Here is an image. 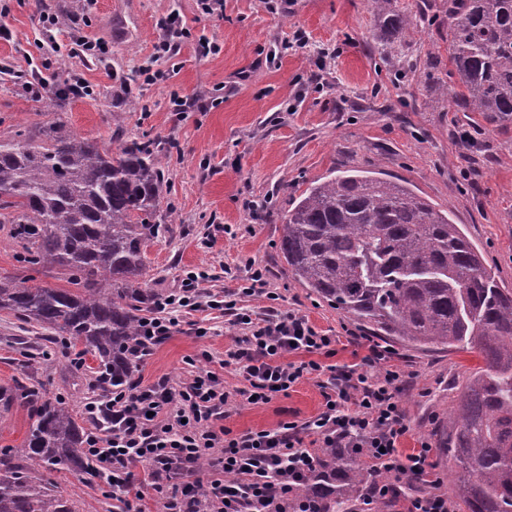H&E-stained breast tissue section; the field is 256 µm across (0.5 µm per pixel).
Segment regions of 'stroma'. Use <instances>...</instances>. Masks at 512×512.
Here are the masks:
<instances>
[{
    "mask_svg": "<svg viewBox=\"0 0 512 512\" xmlns=\"http://www.w3.org/2000/svg\"><path fill=\"white\" fill-rule=\"evenodd\" d=\"M0 39V129L62 119L75 133L119 149L134 139L153 141L163 158L162 209L172 213L146 251L143 286L166 295L187 272H203L201 295H223L244 285L247 261L265 268L275 303L260 297L245 306L265 313L305 315L319 330L340 335L335 364L367 353L371 333L352 318L317 300L289 272L279 250L281 226L292 202L313 182L335 170L385 173L410 183L436 209L463 226L502 287L512 288V125L501 127L477 112H452L438 83L456 89L448 62V18L443 6L426 16L421 31L400 54H383L380 27L366 0H224V11L206 15L197 0H11ZM58 15L79 36L104 39L102 60H56L57 82L76 71L96 94L66 98L45 111L24 97L21 75L50 55L41 12ZM179 14L192 37L173 58L154 59L157 21ZM217 44L201 56L196 37ZM170 72L167 82L144 83L140 70ZM248 71L249 79L236 75ZM197 99L200 107L175 112L171 91ZM469 131L471 145L456 133ZM256 202L250 210L248 202ZM8 228H0V279L65 287L59 269L30 274L17 260ZM206 327L200 337L196 326ZM241 330L230 314L202 308L180 316L178 329L140 362L142 384L169 377L191 381L197 369L217 371L234 397L224 426L233 433L276 429L308 420L322 409L315 378L289 395L251 405L236 396L243 379L221 367ZM393 364L407 376L400 404L410 425L400 451L436 442L458 396L457 387L480 360L462 351L419 352L393 345ZM97 362L78 347L21 328L0 311V387L14 401L0 408V449L22 447L29 429L28 396L60 398L82 413ZM42 476L79 512H118L108 488L66 470Z\"/></svg>",
    "mask_w": 512,
    "mask_h": 512,
    "instance_id": "stroma-1",
    "label": "stroma"
}]
</instances>
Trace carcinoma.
Returning <instances> with one entry per match:
<instances>
[{"label":"carcinoma","mask_w":512,"mask_h":512,"mask_svg":"<svg viewBox=\"0 0 512 512\" xmlns=\"http://www.w3.org/2000/svg\"><path fill=\"white\" fill-rule=\"evenodd\" d=\"M448 60L459 90L448 110L512 124V0H446ZM395 51L420 30L394 0H369ZM154 142L117 152L57 120L0 133V224L13 225L20 262L55 267L67 288L0 280V310L82 346L114 388L130 383L140 335L148 242L160 217ZM280 252L309 293L380 340L475 352L438 438L466 512H512V288L501 287L448 213L407 183L358 170L313 183L285 216ZM24 447L0 450V512H76L39 467L100 476L84 427L61 401L32 404ZM367 473L326 448L303 485L320 512H350Z\"/></svg>","instance_id":"1"}]
</instances>
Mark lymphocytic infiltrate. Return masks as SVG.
<instances>
[{"mask_svg": "<svg viewBox=\"0 0 512 512\" xmlns=\"http://www.w3.org/2000/svg\"><path fill=\"white\" fill-rule=\"evenodd\" d=\"M198 279L188 273L178 291L154 303L138 338L137 360L172 335L178 313L230 310L244 334L223 364L242 377L240 396L264 404L313 375L320 379L323 408L304 422L236 435L222 424L231 394L212 370H199L181 388L165 377L119 390L94 384L85 406L93 426L88 449L99 460L120 512L153 507L158 512H317L299 499L298 491L323 448L365 465L369 478L356 512L399 501L405 512H453L438 491L441 480L433 475L430 443L421 442L408 455L398 451L409 430L400 406L406 375L392 364L390 350L372 344L361 362L335 364L339 337L317 330L308 317L272 310L261 315L242 306L246 297L277 300L262 269H251L247 286L230 299L204 304ZM203 463L209 467L204 483L196 477ZM139 466L148 469L150 486L135 480L133 470ZM149 489L154 498L146 497Z\"/></svg>", "mask_w": 512, "mask_h": 512, "instance_id": "obj_1", "label": "lymphocytic infiltrate"}]
</instances>
